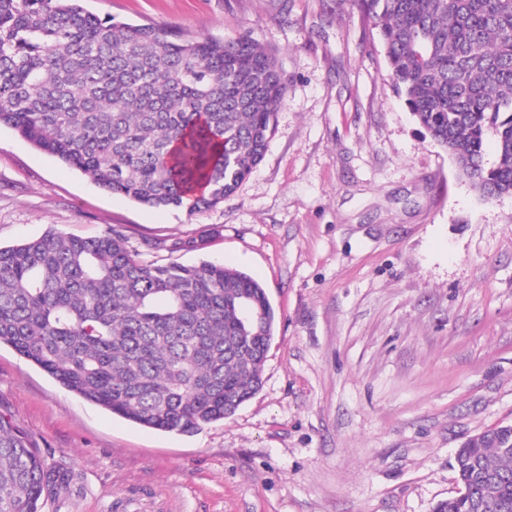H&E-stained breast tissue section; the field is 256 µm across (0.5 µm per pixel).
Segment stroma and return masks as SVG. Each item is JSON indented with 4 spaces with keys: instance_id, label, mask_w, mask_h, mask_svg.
Returning <instances> with one entry per match:
<instances>
[{
    "instance_id": "obj_1",
    "label": "stroma",
    "mask_w": 512,
    "mask_h": 512,
    "mask_svg": "<svg viewBox=\"0 0 512 512\" xmlns=\"http://www.w3.org/2000/svg\"><path fill=\"white\" fill-rule=\"evenodd\" d=\"M99 16L275 51L263 160L216 208H150L0 126V245L119 226L244 272L276 313L262 389L192 435L68 392L0 344V413L70 471L46 512H434L454 453L512 424V195L485 199L413 120L351 0H86Z\"/></svg>"
}]
</instances>
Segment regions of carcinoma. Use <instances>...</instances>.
<instances>
[{
  "label": "carcinoma",
  "mask_w": 512,
  "mask_h": 512,
  "mask_svg": "<svg viewBox=\"0 0 512 512\" xmlns=\"http://www.w3.org/2000/svg\"><path fill=\"white\" fill-rule=\"evenodd\" d=\"M352 2L427 136L483 197L512 195V0ZM285 94L275 56L247 34L194 39L83 0H0V126L143 205L201 213L224 202L262 161ZM275 321L250 276L145 259L116 226L0 247V342L144 427L189 434L232 417L262 387ZM498 436L509 447L457 449L466 496L439 512H512V428ZM69 481L0 414V512H42Z\"/></svg>",
  "instance_id": "carcinoma-1"
}]
</instances>
